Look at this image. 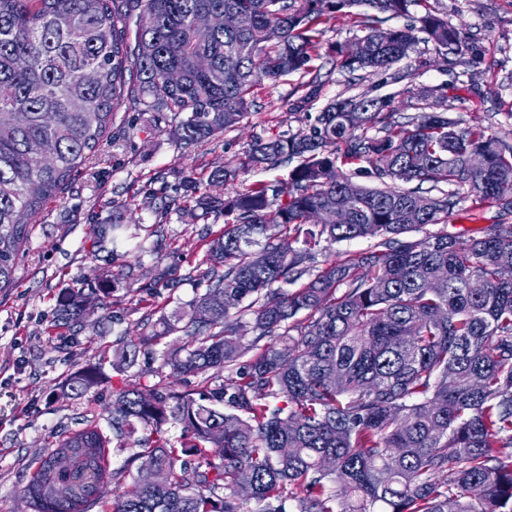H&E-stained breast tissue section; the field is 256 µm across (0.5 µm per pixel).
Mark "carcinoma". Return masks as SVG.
I'll use <instances>...</instances> for the list:
<instances>
[{"instance_id": "carcinoma-1", "label": "carcinoma", "mask_w": 512, "mask_h": 512, "mask_svg": "<svg viewBox=\"0 0 512 512\" xmlns=\"http://www.w3.org/2000/svg\"><path fill=\"white\" fill-rule=\"evenodd\" d=\"M422 0H0V289L15 283L22 248L48 200L101 144L114 112L134 98L171 135L193 146L236 127L253 105V76L310 75L293 109L319 96L323 18L360 3L380 13L334 54L350 70L383 73L419 42L466 55L459 30ZM229 12L231 28L200 33L194 16ZM135 21L134 43L127 38ZM279 29L271 41L267 31ZM88 70L97 79L88 83ZM182 73L172 86L167 74ZM421 112L402 119L390 98L366 92L329 103L306 131L254 142L240 161L162 184L144 206L164 221L172 209L224 216L196 265L205 292L188 320L122 340L112 369L139 353L176 374L202 375L176 391L161 381L113 392L112 433L90 420L45 446L26 486L34 512H89L109 470L113 441L155 482L131 477L103 512H512V224L466 241L425 227L448 223L462 193L512 214V145L480 125L432 110L443 88H422ZM480 153L486 163L470 168ZM297 164L283 179L210 188L253 169ZM372 174L367 188L339 172ZM429 182L435 195L394 185ZM163 202L157 205L155 200ZM342 204L346 224L302 229L317 209ZM425 232L419 239L417 232ZM375 240L358 256L322 268L315 256L338 242ZM300 284L289 291L288 285ZM238 298L224 309L216 293ZM109 288H79L58 315L77 319ZM305 313L301 320L299 313ZM181 346L158 351L173 334ZM102 382L94 367L65 387L83 395ZM181 428L175 445L166 425ZM151 428L154 444L135 438ZM59 495H38L45 483Z\"/></svg>"}]
</instances>
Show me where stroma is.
I'll list each match as a JSON object with an SVG mask.
<instances>
[{
	"label": "stroma",
	"mask_w": 512,
	"mask_h": 512,
	"mask_svg": "<svg viewBox=\"0 0 512 512\" xmlns=\"http://www.w3.org/2000/svg\"><path fill=\"white\" fill-rule=\"evenodd\" d=\"M427 10L462 32L475 83L463 82L454 59L438 57L429 43H419L398 63L403 79L393 86L384 74L352 71L325 55L318 61L322 91L308 111L291 108L301 74L276 83L264 80L255 85V104L240 124L196 148L155 129L151 113L138 102L125 101L100 147L33 224L15 284L0 290V512H33L25 487L52 436L82 428L89 418L108 428L113 389L155 381L146 363L121 375L101 358L113 351L117 338L139 335L160 317L188 312L205 242L224 226L223 216L197 211H174L165 224H156L143 202L161 183L173 185L190 173L224 164L257 140L308 128L328 102L368 88L378 96L393 94L390 109L402 115L416 113L420 88L445 86L449 116L485 126L512 143V0H426L412 8L410 17L388 20L387 25H409ZM116 201L121 210H113ZM114 218L129 225H155L154 235L143 240L145 256L113 247L111 234H98L97 224ZM498 219L496 206L478 205L468 197L459 201L447 223L429 230L467 239ZM159 275L176 280V288H152ZM102 281L111 289L104 303L74 325L55 327L61 297ZM96 363L105 376L97 389L81 396L62 392L70 375Z\"/></svg>",
	"instance_id": "stroma-1"
}]
</instances>
